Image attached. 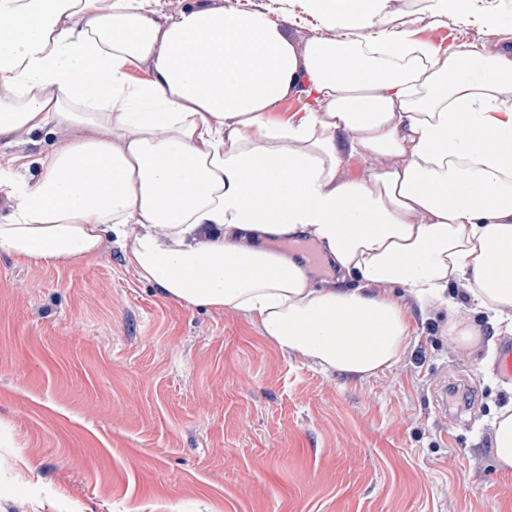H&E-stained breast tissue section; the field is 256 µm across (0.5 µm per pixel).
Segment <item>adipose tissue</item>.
<instances>
[{
	"mask_svg": "<svg viewBox=\"0 0 512 512\" xmlns=\"http://www.w3.org/2000/svg\"><path fill=\"white\" fill-rule=\"evenodd\" d=\"M153 2L0 0V138L88 131L55 141L34 180L0 170L14 198L0 248L67 266L139 225L126 260L167 297L241 311L347 375L408 348L397 287L426 309L462 282L512 325V54L426 48L391 0H303L326 32L301 50L259 11L198 4L171 21ZM423 2L432 22L504 29V0ZM73 14L81 28L62 25ZM142 64L149 79L131 81ZM90 68L98 81L78 82ZM297 93L301 111L274 119ZM347 147L391 163L340 178ZM302 235L345 287L266 246ZM300 240H306V241H309L310 243H312L313 246L322 254V256L324 258V259L318 260V265L315 269L312 270L309 268L310 276L313 279V282H315L316 284L325 286V287L331 286L334 283H338L337 280H340V275L336 271V267L333 265L331 260L326 258V256L322 253V251L318 247V245L314 241H312L310 238H308L307 236L301 238ZM322 261L325 262V266L320 271V268H321L320 263Z\"/></svg>",
	"mask_w": 512,
	"mask_h": 512,
	"instance_id": "adipose-tissue-1",
	"label": "adipose tissue"
}]
</instances>
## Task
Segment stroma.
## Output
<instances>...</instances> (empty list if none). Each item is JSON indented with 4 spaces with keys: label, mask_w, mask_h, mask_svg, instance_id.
Segmentation results:
<instances>
[{
    "label": "stroma",
    "mask_w": 512,
    "mask_h": 512,
    "mask_svg": "<svg viewBox=\"0 0 512 512\" xmlns=\"http://www.w3.org/2000/svg\"><path fill=\"white\" fill-rule=\"evenodd\" d=\"M206 2L264 12L300 44L323 32L301 0ZM407 24L427 47H512L454 18ZM83 134L17 132L0 167ZM130 247L58 267L0 249V512H512L490 428L512 381L448 335L454 308L502 341L462 284L426 312L395 289L410 345L361 377L240 311L163 296Z\"/></svg>",
    "instance_id": "stroma-1"
}]
</instances>
